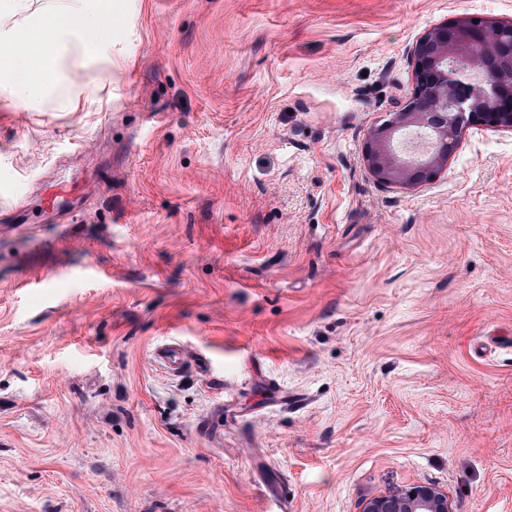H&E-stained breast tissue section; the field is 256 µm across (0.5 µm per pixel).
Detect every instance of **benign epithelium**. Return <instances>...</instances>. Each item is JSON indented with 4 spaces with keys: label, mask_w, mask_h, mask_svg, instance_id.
<instances>
[{
    "label": "benign epithelium",
    "mask_w": 512,
    "mask_h": 512,
    "mask_svg": "<svg viewBox=\"0 0 512 512\" xmlns=\"http://www.w3.org/2000/svg\"><path fill=\"white\" fill-rule=\"evenodd\" d=\"M413 88L400 109L372 128L363 146L382 185L432 181L471 126L512 131V21L464 16L425 32L410 51ZM362 512H453L434 484L381 495Z\"/></svg>",
    "instance_id": "7a95c632"
}]
</instances>
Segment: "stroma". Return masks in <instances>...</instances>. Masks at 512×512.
Wrapping results in <instances>:
<instances>
[{
	"label": "stroma",
	"mask_w": 512,
	"mask_h": 512,
	"mask_svg": "<svg viewBox=\"0 0 512 512\" xmlns=\"http://www.w3.org/2000/svg\"><path fill=\"white\" fill-rule=\"evenodd\" d=\"M464 15L512 0H112L77 111L0 109V512H512V132L362 156ZM447 491L420 484L406 491L381 495L364 502L362 512H453Z\"/></svg>",
	"instance_id": "1"
}]
</instances>
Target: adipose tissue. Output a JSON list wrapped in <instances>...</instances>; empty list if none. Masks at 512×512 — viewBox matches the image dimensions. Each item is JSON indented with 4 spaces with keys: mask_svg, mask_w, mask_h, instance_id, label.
<instances>
[{
    "mask_svg": "<svg viewBox=\"0 0 512 512\" xmlns=\"http://www.w3.org/2000/svg\"><path fill=\"white\" fill-rule=\"evenodd\" d=\"M102 0H46L32 15L28 27L0 26V106L13 110H39L42 97L21 78L22 69L39 73L44 86H52L65 59L72 54L101 61L106 45Z\"/></svg>",
    "mask_w": 512,
    "mask_h": 512,
    "instance_id": "obj_1",
    "label": "adipose tissue"
}]
</instances>
